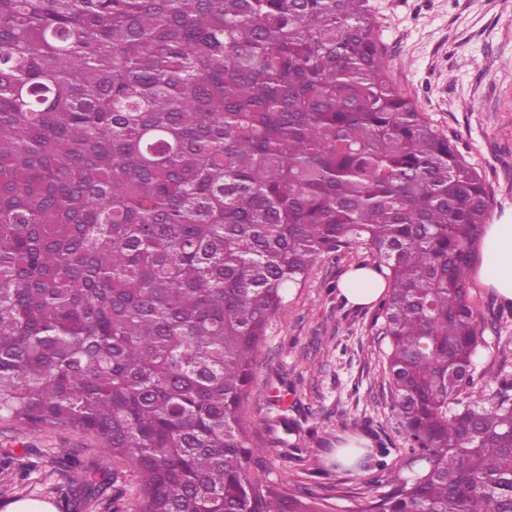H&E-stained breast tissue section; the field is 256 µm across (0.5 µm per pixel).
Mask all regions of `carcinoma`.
I'll list each match as a JSON object with an SVG mask.
<instances>
[{
  "label": "carcinoma",
  "instance_id": "obj_1",
  "mask_svg": "<svg viewBox=\"0 0 512 512\" xmlns=\"http://www.w3.org/2000/svg\"><path fill=\"white\" fill-rule=\"evenodd\" d=\"M489 209L370 0H0V418L94 433L135 512H330L251 471L243 406L288 290L358 248L410 472L332 466L392 484L362 512H512Z\"/></svg>",
  "mask_w": 512,
  "mask_h": 512
}]
</instances>
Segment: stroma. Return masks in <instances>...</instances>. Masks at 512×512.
Segmentation results:
<instances>
[{
	"instance_id": "obj_1",
	"label": "stroma",
	"mask_w": 512,
	"mask_h": 512,
	"mask_svg": "<svg viewBox=\"0 0 512 512\" xmlns=\"http://www.w3.org/2000/svg\"><path fill=\"white\" fill-rule=\"evenodd\" d=\"M396 84L456 144L481 174L490 222L512 224V0H371ZM365 250L321 258L305 283L288 292L285 311L261 347L244 417L254 450L250 467L280 485H304L327 497L331 512H363L356 474L330 470L350 442L382 441L396 474H404V436L382 379L385 343L376 305L355 307L340 295L342 276ZM470 288L486 317L485 347L476 356L487 391L512 377V304L478 276ZM284 395V411L269 402ZM0 512L22 498L43 499L57 512H129L137 490L125 472L118 499L89 501L72 486L90 471L111 479L112 456L96 435L44 427L37 434L0 420Z\"/></svg>"
}]
</instances>
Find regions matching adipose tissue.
<instances>
[{"instance_id":"1","label":"adipose tissue","mask_w":512,"mask_h":512,"mask_svg":"<svg viewBox=\"0 0 512 512\" xmlns=\"http://www.w3.org/2000/svg\"><path fill=\"white\" fill-rule=\"evenodd\" d=\"M485 262L479 270L480 280L493 288L504 302L512 301V224L487 225L483 237ZM385 290V280L371 269H353L341 283L342 297L355 306H367Z\"/></svg>"}]
</instances>
